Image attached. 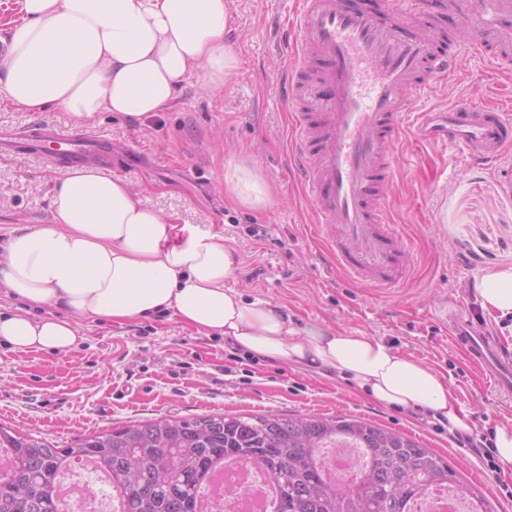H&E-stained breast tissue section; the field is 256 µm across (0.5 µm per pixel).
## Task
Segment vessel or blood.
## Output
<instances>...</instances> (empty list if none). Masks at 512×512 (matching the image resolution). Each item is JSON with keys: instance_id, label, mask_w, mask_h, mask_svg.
I'll return each instance as SVG.
<instances>
[{"instance_id": "vessel-or-blood-1", "label": "vessel or blood", "mask_w": 512, "mask_h": 512, "mask_svg": "<svg viewBox=\"0 0 512 512\" xmlns=\"http://www.w3.org/2000/svg\"><path fill=\"white\" fill-rule=\"evenodd\" d=\"M465 0H299L288 36L289 162L314 222L352 280L388 288L405 276L407 243L387 209L402 137L493 161L512 148V114L482 104L421 110L457 66L441 19ZM468 47L512 71V0H481ZM450 338L512 397V351L465 306L444 314Z\"/></svg>"}]
</instances>
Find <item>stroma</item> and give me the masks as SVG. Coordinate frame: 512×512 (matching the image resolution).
Masks as SVG:
<instances>
[{
    "label": "stroma",
    "mask_w": 512,
    "mask_h": 512,
    "mask_svg": "<svg viewBox=\"0 0 512 512\" xmlns=\"http://www.w3.org/2000/svg\"><path fill=\"white\" fill-rule=\"evenodd\" d=\"M293 0H232L229 40L240 57L221 90L184 84L174 105L140 118L111 112L89 122L53 109L0 104L8 136L96 133L110 142L87 165L126 179L149 207L178 224L222 233L240 264L230 280L249 300L281 305L296 328L319 325L373 336L436 370L469 428L512 426V402L454 348L435 316L443 304L475 302V280L512 264V153L488 163L434 149L397 153L387 193L411 241L406 277L385 292L328 270L312 234L309 203L285 167L286 18ZM482 57L461 53L434 88L430 105L512 95V78L491 76ZM43 150H0V236L52 216L54 180L68 170ZM256 166L272 191L263 210L235 203L224 184L228 160ZM232 344L186 328L171 313L115 324L82 320L64 351L21 353L0 344V424L65 447L82 434L160 417L211 413L347 416L412 436L481 487L495 512H512V474L457 447L421 408L386 407L333 369L259 358L231 359Z\"/></svg>",
    "instance_id": "obj_1"
}]
</instances>
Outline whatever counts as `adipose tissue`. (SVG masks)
Instances as JSON below:
<instances>
[{
	"instance_id": "1",
	"label": "adipose tissue",
	"mask_w": 512,
	"mask_h": 512,
	"mask_svg": "<svg viewBox=\"0 0 512 512\" xmlns=\"http://www.w3.org/2000/svg\"><path fill=\"white\" fill-rule=\"evenodd\" d=\"M20 4L23 18L0 53V98L18 110L141 117L171 107L188 80L214 91L239 68L226 39L230 0ZM224 183L244 206L271 201L256 167L228 163ZM238 264L223 234L176 224L125 179L93 167L68 172L56 179L51 220L0 238V288L44 311L0 313V341L20 352L64 351L77 342V318L121 324L170 311L197 332L269 360L338 370L372 400L422 406L450 429H466L436 371L372 336L296 329L281 306L230 286ZM475 291L486 312L512 318V265L482 274Z\"/></svg>"
}]
</instances>
